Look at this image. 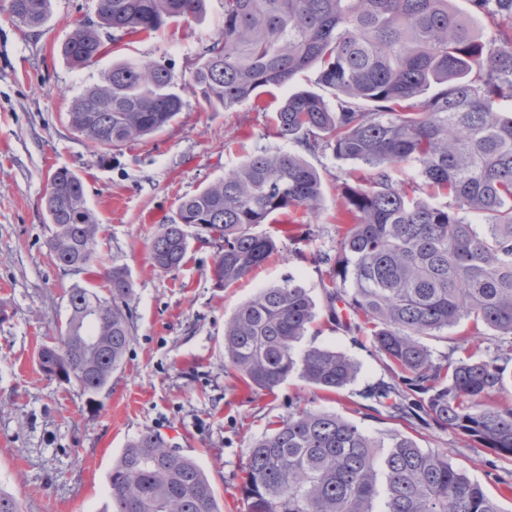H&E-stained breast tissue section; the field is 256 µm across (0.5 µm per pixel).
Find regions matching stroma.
<instances>
[{"instance_id": "35a3bbf8", "label": "stroma", "mask_w": 512, "mask_h": 512, "mask_svg": "<svg viewBox=\"0 0 512 512\" xmlns=\"http://www.w3.org/2000/svg\"><path fill=\"white\" fill-rule=\"evenodd\" d=\"M95 10L96 0H51L48 20L38 29L0 10V490L14 495L23 512H109L113 463L129 441L151 430L204 470L221 512H246L240 487L249 448L290 412H331L374 436L398 426L385 408L370 410L362 398L367 386L390 381L387 362L369 336L328 323L329 269L313 259L335 248L349 222L337 206L341 183L369 169L329 153L310 156L324 203L308 220L309 241L296 246L279 238L277 253L235 283L217 287L218 243L197 237L192 224L180 267L156 268L150 243L161 219L242 163L288 95L315 84L301 75L230 111L194 94L189 82L223 29L224 0H207L199 17L174 18L149 37L113 33L103 54L73 66L61 47ZM125 60L171 67L184 106L169 126L104 162L72 130L66 113L86 87ZM61 167L81 179L101 224L97 258L85 273L60 267L48 245L43 195L48 177ZM116 265L125 266L133 281V340L108 386L91 398L75 383L47 378L37 354L65 328L67 290L78 283L106 293ZM290 276L316 304L303 347L334 348L360 367L342 390H320L296 374L274 391L250 390L224 366L225 324L260 289ZM463 331L459 325L428 339L434 361L500 355L512 372V338ZM412 436L421 448L447 454L502 512H512V493L503 485L512 462L432 425H417Z\"/></svg>"}]
</instances>
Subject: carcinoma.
Wrapping results in <instances>:
<instances>
[{"instance_id":"obj_1","label":"carcinoma","mask_w":512,"mask_h":512,"mask_svg":"<svg viewBox=\"0 0 512 512\" xmlns=\"http://www.w3.org/2000/svg\"><path fill=\"white\" fill-rule=\"evenodd\" d=\"M206 0H97L96 19L62 53L76 66L102 50V35H147ZM454 0H224V28L204 50L191 87L226 110L312 69L336 97L299 90L276 113L272 135L288 152L257 144L224 178L184 198L154 236L155 267L178 268L185 227L222 239L218 287L263 264L277 241L257 231L278 216L322 208V181L305 155L327 152L370 169L345 185L353 223L334 254L326 308L336 328L365 329L391 381L362 392L406 422L430 421L512 462V407L488 403L512 383L497 357L435 362L423 342L463 321L512 336V0H468L491 28L478 39ZM51 0H7L19 24L41 27ZM175 74L159 61H121L74 100L69 125L102 153L162 130L183 108ZM418 166L450 202L409 193L395 171ZM49 246L63 269L84 272L100 225L82 181L67 169L47 184ZM108 295L79 284L57 344L39 352L42 372L93 396L122 364L132 340L128 271L113 266ZM316 317L308 290L288 276L263 288L224 327L225 366L250 388L273 390L297 373L337 391L358 364L329 347L300 348ZM247 512H502L497 500L449 461L394 430L383 437L321 410L302 409L255 441L241 485ZM112 512H220L191 459L152 431L131 440L109 476Z\"/></svg>"}]
</instances>
